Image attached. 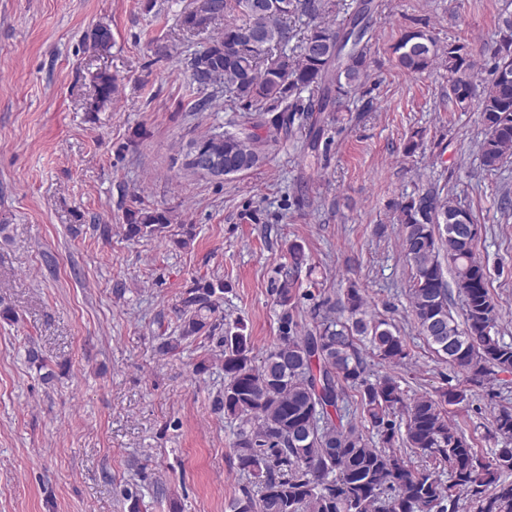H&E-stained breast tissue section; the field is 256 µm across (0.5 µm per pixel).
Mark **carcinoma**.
I'll use <instances>...</instances> for the list:
<instances>
[{"instance_id":"1","label":"carcinoma","mask_w":512,"mask_h":512,"mask_svg":"<svg viewBox=\"0 0 512 512\" xmlns=\"http://www.w3.org/2000/svg\"><path fill=\"white\" fill-rule=\"evenodd\" d=\"M333 6L332 0H203L184 16L189 30L204 29L231 13L245 18L240 25L225 24L224 32L187 57L199 88L220 84L228 101L252 109L245 122L233 121L203 136L208 145L224 150V164L232 167L226 176L261 165L263 130L288 132L303 119L310 121L309 137L317 138L313 114L333 111V93L348 94L368 79L366 3L344 31L316 25L299 40L296 54L288 55L290 20L328 14ZM243 31L253 42L241 39ZM87 39L93 49L106 50L112 32L98 25ZM392 53L408 75L444 66L450 75L448 97L458 108L465 111L478 99L479 153L486 170L512 156V80L500 77L503 68L512 67V14L501 19L493 78L478 96L474 61L460 53L458 44L441 46L426 31L413 29L402 33ZM94 86L98 110L112 101L116 82L100 72ZM305 91L310 96L304 101ZM462 212L442 192L428 190L399 205L397 223L419 334L467 382L481 385L500 372H512V343L498 336L496 304L475 251L477 235L458 222ZM123 230L128 239L163 237L177 249L189 248L195 238L193 225L177 224L170 211L136 199L125 212ZM288 255L273 287L279 336L262 361H256L242 324L226 328L219 341L224 389L217 403L225 416L241 421L233 452L248 480L229 512H452L463 494L471 496L474 512H512V409L493 415L495 434L504 445L484 455L448 422L444 409L463 401L465 390L450 387L435 398L409 402L395 377H371L359 345L368 343L380 363L395 366L408 355L406 342L387 321L367 317L366 302L352 286L344 293L342 319L327 316L299 334L294 310L305 261L302 244L289 243ZM447 270L462 297L461 323L450 311ZM223 294V280L194 279L178 309L177 335L165 339L160 350L175 352L185 341L212 335L223 318ZM348 387L359 394L357 414L343 410ZM399 442L420 452L428 465L412 467Z\"/></svg>"}]
</instances>
